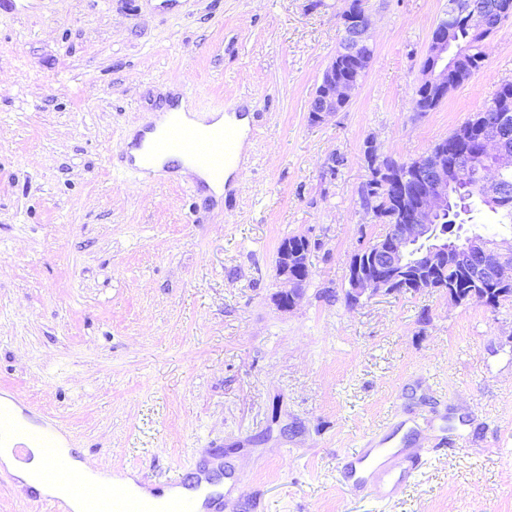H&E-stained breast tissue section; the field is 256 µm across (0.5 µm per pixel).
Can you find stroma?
Masks as SVG:
<instances>
[{
  "instance_id": "1",
  "label": "stroma",
  "mask_w": 512,
  "mask_h": 512,
  "mask_svg": "<svg viewBox=\"0 0 512 512\" xmlns=\"http://www.w3.org/2000/svg\"><path fill=\"white\" fill-rule=\"evenodd\" d=\"M349 0H27L0 11V391L80 461L165 487L233 469L224 512H512V300L445 291L344 300L382 226L365 158L428 153L512 80V18L433 111L414 108L448 0H364L373 55L348 105L313 120ZM250 104L222 203L116 173L173 91ZM315 241L279 310L285 238ZM416 416V485L380 503L336 465Z\"/></svg>"
}]
</instances>
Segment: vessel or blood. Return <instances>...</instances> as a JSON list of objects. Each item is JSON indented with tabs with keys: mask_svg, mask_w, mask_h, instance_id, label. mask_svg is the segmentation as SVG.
I'll return each instance as SVG.
<instances>
[{
	"mask_svg": "<svg viewBox=\"0 0 512 512\" xmlns=\"http://www.w3.org/2000/svg\"><path fill=\"white\" fill-rule=\"evenodd\" d=\"M237 129L227 125L208 128L185 123L179 115H171L158 136L153 138L140 155H126L125 170L148 177L174 180L175 169L170 159L192 168L204 170L217 183L224 174L239 165ZM0 447L23 455L29 449H42L48 469L65 474L68 480L82 482L85 471L77 469L71 455L62 444L58 429L50 424L31 429L19 421L0 403ZM420 468V459L409 448L407 437L390 434L376 443H365L342 462V473L353 487L380 499H390L400 493ZM222 512L224 494L216 471L197 469L183 493L175 495L166 505L135 493L121 482L112 484L113 512Z\"/></svg>",
	"mask_w": 512,
	"mask_h": 512,
	"instance_id": "b4317fda",
	"label": "vessel or blood"
}]
</instances>
